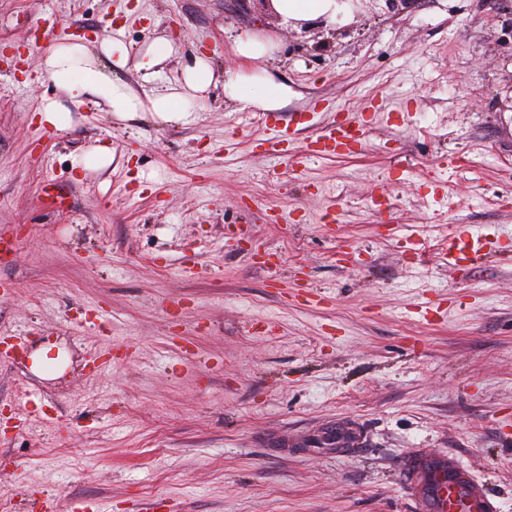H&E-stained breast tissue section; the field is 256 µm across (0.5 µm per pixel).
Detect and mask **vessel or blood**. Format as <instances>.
I'll return each mask as SVG.
<instances>
[{"label": "vessel or blood", "mask_w": 512, "mask_h": 512, "mask_svg": "<svg viewBox=\"0 0 512 512\" xmlns=\"http://www.w3.org/2000/svg\"><path fill=\"white\" fill-rule=\"evenodd\" d=\"M365 135L363 127L339 123L311 139L305 155L346 156ZM449 237L443 258L454 268L483 264L496 248L478 232L454 230ZM399 474L420 512H499L496 496L456 454L413 451L402 460Z\"/></svg>", "instance_id": "1"}]
</instances>
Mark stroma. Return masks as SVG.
<instances>
[{
    "label": "stroma",
    "instance_id": "obj_1",
    "mask_svg": "<svg viewBox=\"0 0 512 512\" xmlns=\"http://www.w3.org/2000/svg\"><path fill=\"white\" fill-rule=\"evenodd\" d=\"M510 6L369 0L332 30L258 0H0V238L17 246L0 338L27 337L26 358L0 353V512H417L398 478L414 450L457 452L512 512ZM117 28L133 52L171 37L168 77L201 52L288 98L262 115L217 86L185 124L90 103L48 130L46 48ZM246 33L270 58L236 54ZM339 121L367 126L361 151L302 160ZM285 128L287 156L256 146ZM103 142L111 165L83 168ZM452 225L500 255L448 268ZM304 282L322 304L303 307ZM342 425L360 434L345 455L320 443Z\"/></svg>",
    "mask_w": 512,
    "mask_h": 512
}]
</instances>
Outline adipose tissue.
<instances>
[{"mask_svg": "<svg viewBox=\"0 0 512 512\" xmlns=\"http://www.w3.org/2000/svg\"><path fill=\"white\" fill-rule=\"evenodd\" d=\"M271 6L286 24L323 18L333 23L338 15L348 11L347 6L337 4L336 0H271ZM175 49L174 41L160 37L139 53L135 67L143 82L158 86L157 91L144 101L122 78L105 74L95 62L97 53L101 52L111 58L116 68H124L129 51L122 42L115 40L96 45L66 41L51 46L45 53L39 78L52 82L67 102L63 105L54 101L41 104L39 111L44 123L65 129L70 123L71 108L84 106L91 96L122 120L147 111L166 123H185L193 113V97L208 91L219 80L224 83L225 97L245 108L272 111L280 108L288 95L285 85L261 74L247 79L238 76L219 78L211 60L202 55L182 69L180 79L170 80L162 65Z\"/></svg>", "mask_w": 512, "mask_h": 512, "instance_id": "adipose-tissue-1", "label": "adipose tissue"}]
</instances>
